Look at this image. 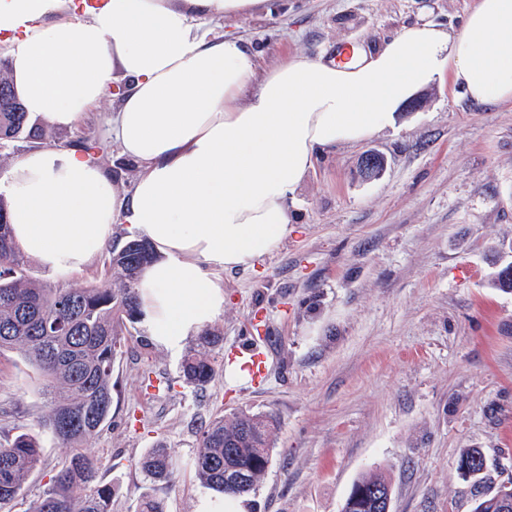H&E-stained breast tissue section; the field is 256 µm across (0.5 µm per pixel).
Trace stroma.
<instances>
[{"label": "stroma", "mask_w": 512, "mask_h": 512, "mask_svg": "<svg viewBox=\"0 0 512 512\" xmlns=\"http://www.w3.org/2000/svg\"><path fill=\"white\" fill-rule=\"evenodd\" d=\"M476 0H265L222 22L259 70L293 56L330 58L340 46L375 49L401 26L430 22L461 30ZM125 86L61 130L41 124L39 143L0 142V172L34 146L82 138L104 144L96 161L120 190L137 164L112 136ZM387 159L384 174L357 173L365 151ZM293 231L253 267L224 272L219 363L204 389L184 382L183 353L131 325L112 371V418L91 448L112 485V512H136L141 495L164 512H197L213 492L188 462L213 418L275 412L272 463L249 512H340L353 482L387 469L390 512H472L477 498L512 484V293L491 284L493 246L512 241V106L469 105L442 79L420 90L393 128L322 155L289 202ZM34 279L74 288L107 284V252L60 276L37 260ZM267 351L257 380L237 375L236 347ZM152 371L161 390L146 387ZM47 410L31 366L0 353V441L31 430ZM169 448L172 480L150 481L137 462ZM490 462L462 478L463 449ZM45 463L10 512H27L68 450L44 437Z\"/></svg>", "instance_id": "35a3bbf8"}]
</instances>
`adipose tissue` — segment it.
I'll return each mask as SVG.
<instances>
[{
  "instance_id": "1",
  "label": "adipose tissue",
  "mask_w": 512,
  "mask_h": 512,
  "mask_svg": "<svg viewBox=\"0 0 512 512\" xmlns=\"http://www.w3.org/2000/svg\"><path fill=\"white\" fill-rule=\"evenodd\" d=\"M0 0V48L29 117L57 128L127 82L115 123L140 167L130 195L82 151H30L0 172L14 241L46 269L81 270L128 225L157 258L137 285L152 340L178 352L224 311L222 271L248 268L292 228L288 202L318 155L394 125L442 75L476 105L512 103V0H478L461 31L402 26L339 64L297 56L256 75L240 39L207 37L196 16L263 0Z\"/></svg>"
}]
</instances>
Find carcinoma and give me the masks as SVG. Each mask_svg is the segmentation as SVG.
<instances>
[{
	"mask_svg": "<svg viewBox=\"0 0 512 512\" xmlns=\"http://www.w3.org/2000/svg\"><path fill=\"white\" fill-rule=\"evenodd\" d=\"M40 138L11 88L0 77V140ZM155 259L151 246L128 239L110 250L109 267L119 287L72 288L35 280L24 254L13 241L7 204L0 197V352L17 351L44 381L48 410L39 431L0 443V512L24 494L32 473L42 466L40 431L69 449L48 489L29 512H112V485L98 478L95 455L88 448L112 413V369L123 329L141 320L137 283L143 267ZM492 285L512 293V263L502 267ZM221 333L206 328L182 365L186 383L205 388L217 374L211 350ZM280 426L273 412L239 411L211 420L201 432L190 466L203 486L221 494L247 497L261 486L272 462L274 437ZM483 459L478 448L463 450L462 477L478 476ZM153 482H167L177 466L168 449L151 448L138 461ZM246 472L243 485L237 475ZM392 489L387 473L375 468L352 484L341 512H382L378 494ZM473 512H512V496L499 493L475 503Z\"/></svg>",
	"mask_w": 512,
	"mask_h": 512,
	"instance_id": "carcinoma-1",
	"label": "carcinoma"
}]
</instances>
